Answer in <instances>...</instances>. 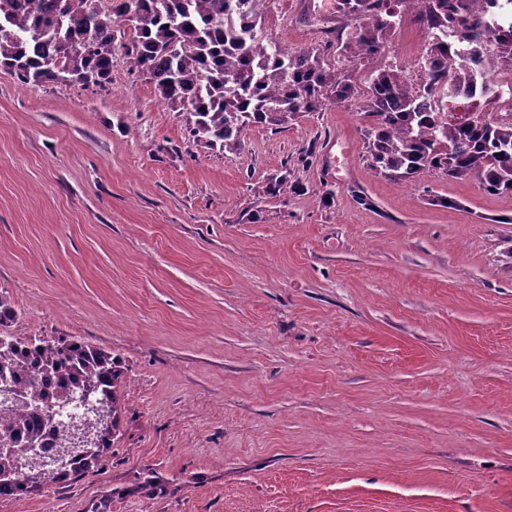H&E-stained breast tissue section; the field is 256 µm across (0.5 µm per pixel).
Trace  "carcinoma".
I'll return each instance as SVG.
<instances>
[{
	"label": "carcinoma",
	"instance_id": "carcinoma-1",
	"mask_svg": "<svg viewBox=\"0 0 512 512\" xmlns=\"http://www.w3.org/2000/svg\"><path fill=\"white\" fill-rule=\"evenodd\" d=\"M260 0H108L97 11L92 0H0V68L23 83L75 81L87 75L103 89L112 80V54L123 50L129 67L147 76L164 103L188 115L192 141L236 151L252 124L284 123L326 105L352 103L368 118L364 129L370 166L382 177L404 182L424 172L475 178L490 194L512 192V122H443L428 103L413 96L391 67L361 66L385 54L402 15L383 0H336L345 20L372 18L336 45L260 53ZM496 0H424L425 14L411 22L428 31L454 29L467 50L485 48L486 17L480 4ZM132 11L130 32L117 31L112 15ZM512 68V28L494 38L489 71ZM455 91L474 86L465 68H445ZM299 189L288 175L254 188L257 198ZM18 316L0 294V381L17 407L0 415V497H24L48 481L65 482L89 470L109 451L119 432L122 360L75 337H21L11 325ZM89 393L105 412L91 451L52 474L19 473V449L36 448L49 409Z\"/></svg>",
	"mask_w": 512,
	"mask_h": 512
}]
</instances>
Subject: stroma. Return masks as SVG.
<instances>
[{
	"label": "stroma",
	"instance_id": "obj_1",
	"mask_svg": "<svg viewBox=\"0 0 512 512\" xmlns=\"http://www.w3.org/2000/svg\"><path fill=\"white\" fill-rule=\"evenodd\" d=\"M261 11L293 51L344 26ZM365 127L331 105L229 152L123 54L103 90L0 70L12 331L126 368L112 450L0 512H512V195L379 177ZM299 185L297 183L289 182L287 175L265 180L254 188V195L258 199H266L280 196L288 191H297Z\"/></svg>",
	"mask_w": 512,
	"mask_h": 512
}]
</instances>
